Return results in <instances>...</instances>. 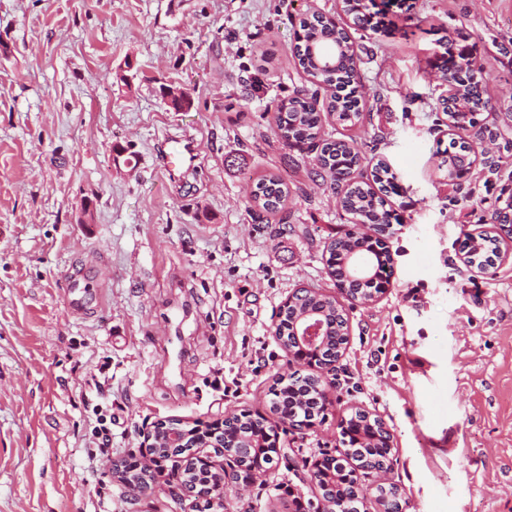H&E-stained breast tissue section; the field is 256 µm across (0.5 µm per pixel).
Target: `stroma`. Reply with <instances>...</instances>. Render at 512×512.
Returning a JSON list of instances; mask_svg holds the SVG:
<instances>
[{"instance_id":"1","label":"stroma","mask_w":512,"mask_h":512,"mask_svg":"<svg viewBox=\"0 0 512 512\" xmlns=\"http://www.w3.org/2000/svg\"><path fill=\"white\" fill-rule=\"evenodd\" d=\"M341 5L0 0V512H196L169 496L164 471L131 499L113 460L139 454L159 420L270 414L275 379L296 368L277 314L299 288L335 295L328 246L352 219L316 177L315 152L284 145L266 110L309 84L292 53L300 15ZM369 8L379 32H350L368 91L359 173L382 161L394 175L393 276L379 301L346 309L324 420L278 425L287 458L227 490L223 512H295L297 499L323 512L303 464L341 447L358 409L393 435L405 512H512V261L476 276L458 258L465 233L512 196V0ZM452 39L475 46L491 103L478 119L496 136L454 187L439 79ZM164 84L190 108L173 111ZM171 133L199 153L172 177L157 163ZM269 173L290 188L277 237L246 212ZM69 277L100 285L83 314L66 308Z\"/></svg>"}]
</instances>
